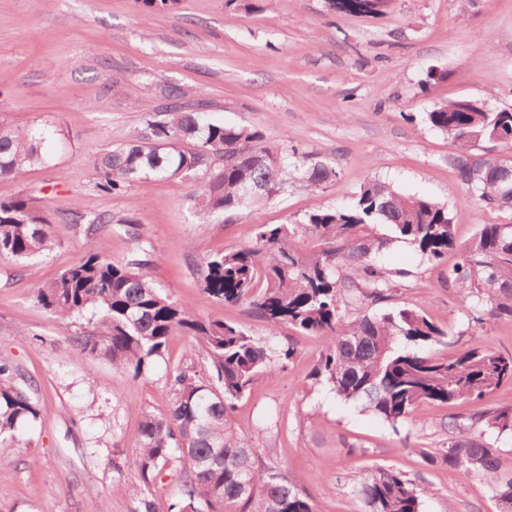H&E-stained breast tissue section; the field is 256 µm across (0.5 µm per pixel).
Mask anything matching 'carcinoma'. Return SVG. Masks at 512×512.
I'll return each instance as SVG.
<instances>
[{"label": "carcinoma", "instance_id": "1", "mask_svg": "<svg viewBox=\"0 0 512 512\" xmlns=\"http://www.w3.org/2000/svg\"><path fill=\"white\" fill-rule=\"evenodd\" d=\"M169 101L163 117H149L124 143L95 154L89 165L94 187L118 193L148 176L192 178L201 223L217 215L230 221L259 207L299 181L318 187L334 180L336 168L294 150L285 155L263 134L245 126L217 124L199 92L164 84ZM426 120L448 136L457 179L485 207L512 211V187L499 169L512 166V112L493 111L472 100L437 104ZM58 130L42 124L16 126L0 120V178H16L46 163L45 143ZM496 142V156L475 153ZM59 220L86 225V235L113 223L112 214L79 208ZM50 220L32 199L0 200V258L25 261L54 249ZM448 208L424 196H408L379 182L365 183L348 207L309 215L301 224L261 225L251 245L210 255L198 268V285L223 305L246 304L270 327L288 323L321 336L326 346L313 372L346 401H363L393 429L408 423L423 402L447 405L480 400L512 381V357L479 340L454 354L431 352L453 346V333L417 309L403 308L349 319L348 309L382 301L398 287L379 265L395 242L412 245L428 262L459 253L448 280L489 320H512V223L480 224L464 244L454 234ZM146 249L110 261L86 242L83 257L37 289L36 302L61 319L91 311L97 321L75 337L80 353L107 360L133 377L150 373L163 358L169 337L184 334L202 364L183 362L163 376L166 410L140 412L137 452L130 462L136 480L115 466L112 491L134 501L131 512H318L279 467L262 462L259 438L230 423L236 402L261 375L293 358L292 347L276 350L241 327L196 316L158 288ZM17 371L0 362V442L15 440L18 423L38 414ZM448 446L423 453L430 464L484 479L498 512H512V462L484 439L490 430L512 434V407L495 408L468 427L444 423ZM176 474L167 505L151 486L165 470ZM354 492L364 512H421L423 490L390 468L367 470Z\"/></svg>", "mask_w": 512, "mask_h": 512}]
</instances>
